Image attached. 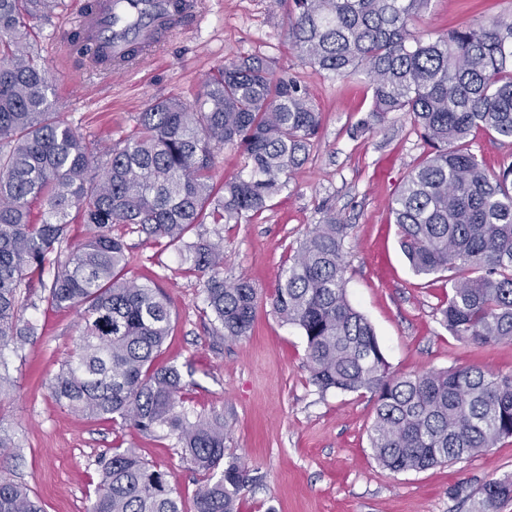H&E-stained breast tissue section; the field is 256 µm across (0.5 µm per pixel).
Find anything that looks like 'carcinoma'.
Returning a JSON list of instances; mask_svg holds the SVG:
<instances>
[{
	"label": "carcinoma",
	"instance_id": "cac0c4a2",
	"mask_svg": "<svg viewBox=\"0 0 512 512\" xmlns=\"http://www.w3.org/2000/svg\"><path fill=\"white\" fill-rule=\"evenodd\" d=\"M58 0H0V351L18 349L33 328L23 311L40 301L79 309L83 325L53 377L56 400L80 418L116 416L143 432L177 435L207 474L194 512H237L249 470L224 460V416L190 419L181 373L157 358L172 327L169 297L125 276L121 224L178 248L188 271L206 277L213 332L247 335L258 307L244 278L224 282V236L187 233L262 213L304 164L321 113L299 77L259 55L232 59L191 102L159 101L139 113L133 133L104 151L75 133L48 100L49 71L33 57L31 20ZM430 0H291L288 40L302 64L330 78L361 71L373 90L371 117L406 113L428 147L424 162L388 203L413 273L450 272L440 324L478 346L512 341V161L488 170L470 136L512 141V15L455 27L423 40L416 23ZM226 146L245 174L213 171ZM43 219H29L32 205ZM90 228L69 242L68 212ZM349 225L317 224L290 256L271 306L298 326L310 379L320 390L368 393L377 461L394 471L455 463L512 437V376L481 367L397 374L374 329L348 300L344 242ZM87 512H182L170 475L133 448L98 462ZM512 479L484 483L470 512H498ZM0 512H44L28 487L0 479Z\"/></svg>",
	"mask_w": 512,
	"mask_h": 512
}]
</instances>
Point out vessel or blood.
<instances>
[{
  "label": "vessel or blood",
  "mask_w": 512,
  "mask_h": 512,
  "mask_svg": "<svg viewBox=\"0 0 512 512\" xmlns=\"http://www.w3.org/2000/svg\"><path fill=\"white\" fill-rule=\"evenodd\" d=\"M177 19L186 27L196 26L200 20L196 0H183L178 6L173 0H97L93 10L77 14L72 26L117 66L132 46L158 47Z\"/></svg>",
  "instance_id": "1"
}]
</instances>
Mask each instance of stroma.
<instances>
[{
    "label": "stroma",
    "instance_id": "35a3bbf8",
    "mask_svg": "<svg viewBox=\"0 0 512 512\" xmlns=\"http://www.w3.org/2000/svg\"><path fill=\"white\" fill-rule=\"evenodd\" d=\"M79 0H64L34 20L30 43L52 74L54 111L100 147L128 134L140 112L165 99L192 101L225 61L259 54L308 86L323 115L307 162L262 214L225 225L224 279H247L259 306L249 335L220 338L204 312L203 281L187 273L174 248L127 233L129 274L152 277L169 296L174 327L159 357L182 372L190 416L220 413L224 455L248 466L251 483L240 512H466L491 479L512 478V438L459 462L393 472L369 442V395L320 391L306 367L302 331L283 323L270 298L280 272L314 225L336 218L345 240L346 294L370 322L392 371L477 365L512 375V342L481 347L439 323L448 276H415L400 248L387 203L427 147L403 112L369 122L372 89L365 75L324 76L301 64L288 41L285 0H197L203 16L176 28L142 64L123 75L68 67L59 36L70 30ZM512 13V0H431L419 30H446ZM24 318L35 333L22 349L5 348L12 391L0 398V425L16 445L0 448V475L25 484L45 512H85L99 480L97 462L115 448H133L168 472L183 512H193L204 475L182 453L176 436L146 433L121 418L83 419L58 404L48 388L79 334L80 316L38 304Z\"/></svg>",
    "mask_w": 512,
    "mask_h": 512
}]
</instances>
